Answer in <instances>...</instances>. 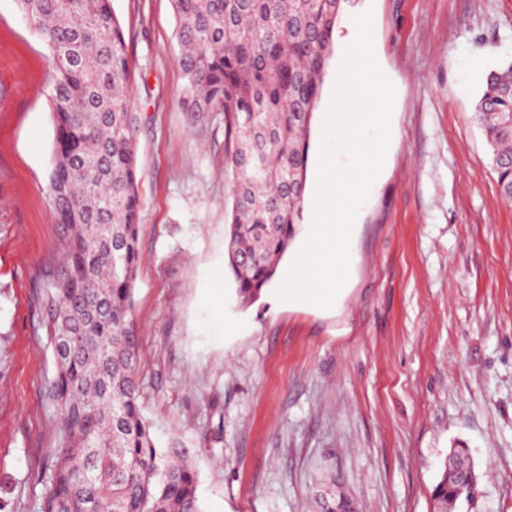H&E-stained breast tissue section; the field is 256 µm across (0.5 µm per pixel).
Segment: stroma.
I'll return each instance as SVG.
<instances>
[{
    "label": "stroma",
    "mask_w": 512,
    "mask_h": 512,
    "mask_svg": "<svg viewBox=\"0 0 512 512\" xmlns=\"http://www.w3.org/2000/svg\"><path fill=\"white\" fill-rule=\"evenodd\" d=\"M138 67L142 263L134 282L139 404L157 447L196 456L202 512H435L451 449L478 493L456 512H512V204L474 120L512 59V0H348L373 14L396 95L360 206L336 310L275 292L242 304L226 266L224 123L181 108L172 0H112ZM49 50L0 0V498L41 512L61 450L47 294L65 236L48 198Z\"/></svg>",
    "instance_id": "1"
}]
</instances>
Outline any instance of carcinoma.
Returning <instances> with one entry per match:
<instances>
[{
    "label": "carcinoma",
    "mask_w": 512,
    "mask_h": 512,
    "mask_svg": "<svg viewBox=\"0 0 512 512\" xmlns=\"http://www.w3.org/2000/svg\"><path fill=\"white\" fill-rule=\"evenodd\" d=\"M50 50L56 129L48 188L66 230L44 273L50 331L75 334L48 386L62 448L42 512H200L194 455L158 448L138 402L133 283L142 261L132 88L112 0H15ZM183 111L224 118L228 267L245 305L273 279L303 220L311 129L348 0H173ZM476 119L512 202V60L487 73ZM443 474L435 507L455 496Z\"/></svg>",
    "instance_id": "carcinoma-1"
}]
</instances>
